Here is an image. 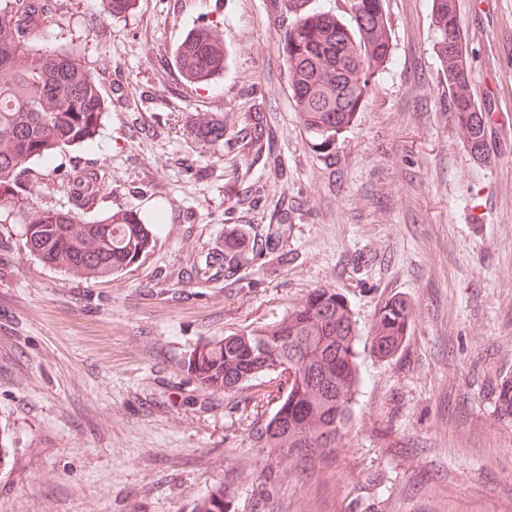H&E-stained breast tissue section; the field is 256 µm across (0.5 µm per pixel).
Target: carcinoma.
<instances>
[{"instance_id": "carcinoma-1", "label": "carcinoma", "mask_w": 512, "mask_h": 512, "mask_svg": "<svg viewBox=\"0 0 512 512\" xmlns=\"http://www.w3.org/2000/svg\"><path fill=\"white\" fill-rule=\"evenodd\" d=\"M293 14L282 43L289 88L299 118L316 141L332 144L347 129L375 81L392 64V43L384 0H349L353 24L319 9L300 10L302 0H284ZM102 12L120 17L132 0H101ZM63 9L58 0H5L0 12V207H17L30 182L31 164L64 148L91 142L106 112L99 84L76 48L51 49L36 39ZM436 54L448 86L451 112L463 144L483 160L490 113L476 103L463 44L456 0H431ZM179 70L196 82L224 71L225 55L208 37L190 36L177 52ZM195 135L224 142V120L194 126ZM73 207L44 208L24 225L25 245L45 264L85 279L106 278L135 265L154 241L153 225L133 211L119 209L92 220L83 214L99 197L100 177L89 167L64 174ZM284 223L268 227L261 244L279 251ZM257 249L235 234L224 248L208 254L205 265L237 283L248 254ZM413 307L397 298L377 312L370 350L394 356L409 333ZM356 320L346 298L334 288L309 292L278 321L204 341L183 366L195 385L224 394L269 371H288L292 379L279 407L254 434L255 446L268 449L270 469L284 475L304 460L316 465L336 451V441L352 419L359 376ZM496 402L512 417V374L503 377ZM224 487L202 498L194 512H227Z\"/></svg>"}]
</instances>
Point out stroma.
I'll use <instances>...</instances> for the list:
<instances>
[{"instance_id": "1", "label": "stroma", "mask_w": 512, "mask_h": 512, "mask_svg": "<svg viewBox=\"0 0 512 512\" xmlns=\"http://www.w3.org/2000/svg\"><path fill=\"white\" fill-rule=\"evenodd\" d=\"M281 2L135 0L113 19L100 0H68L43 33L81 47L107 110L94 144L34 163L24 217L0 222V512H193L221 485L231 512H512V418L496 403L512 373V0H457L475 99L493 116L482 161L450 110L430 0H385L394 62L324 150L289 89ZM204 28L228 61L200 85L173 57ZM258 112L271 136L255 146ZM212 117L223 144L191 130ZM75 163L102 176L90 217L164 215L151 251L109 278L64 274L24 245V219L71 208L55 168ZM282 217L281 255L250 257L245 286L191 277L229 232L257 238ZM323 286L357 323L352 419L330 465L262 497L267 451L252 435L282 378L211 395L181 362ZM397 297L412 326L380 359L367 336Z\"/></svg>"}]
</instances>
